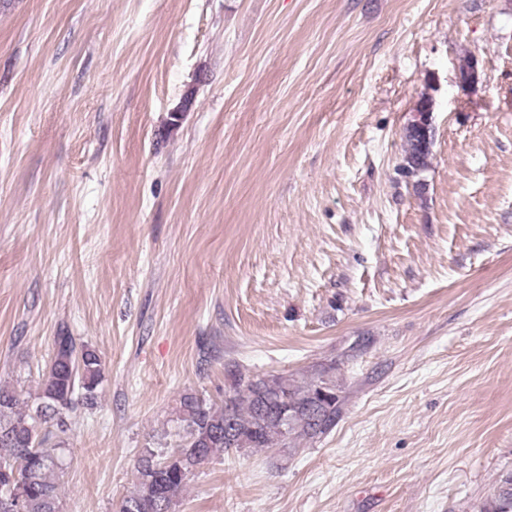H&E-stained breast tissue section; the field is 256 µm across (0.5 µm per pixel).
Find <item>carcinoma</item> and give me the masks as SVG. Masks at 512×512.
I'll return each mask as SVG.
<instances>
[{
	"label": "carcinoma",
	"mask_w": 512,
	"mask_h": 512,
	"mask_svg": "<svg viewBox=\"0 0 512 512\" xmlns=\"http://www.w3.org/2000/svg\"><path fill=\"white\" fill-rule=\"evenodd\" d=\"M404 140V169H425L432 129L411 123ZM335 371L330 363L301 379L283 374L246 379L231 370L232 383L220 408L198 394L182 395L180 443L141 451L134 490L121 500L118 512H175L191 476L213 458L250 448H286L290 439L314 440L330 433L342 415ZM102 372L100 356L62 329L54 338L35 407L21 400L16 389L0 384V459L12 461L8 474L0 472V512H9L15 500L18 512H61L59 435L71 429L76 390H84L86 404L93 403ZM479 512H512V472L499 477Z\"/></svg>",
	"instance_id": "1"
}]
</instances>
